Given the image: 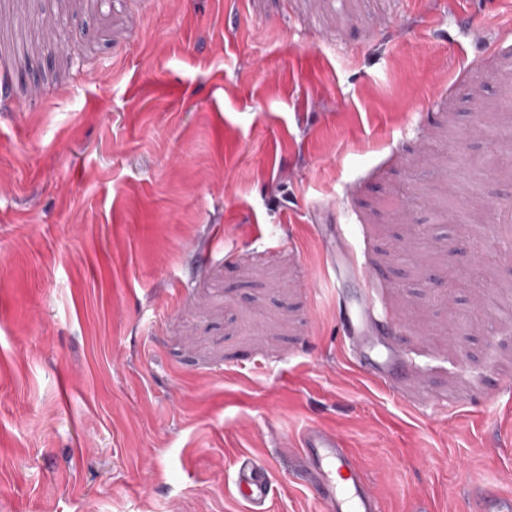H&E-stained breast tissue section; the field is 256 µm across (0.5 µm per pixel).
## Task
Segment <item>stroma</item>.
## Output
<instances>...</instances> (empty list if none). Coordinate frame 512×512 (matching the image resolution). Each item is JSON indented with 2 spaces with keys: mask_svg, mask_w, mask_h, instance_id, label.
<instances>
[{
  "mask_svg": "<svg viewBox=\"0 0 512 512\" xmlns=\"http://www.w3.org/2000/svg\"><path fill=\"white\" fill-rule=\"evenodd\" d=\"M511 69L512 0H0V512H248L238 452L319 512L310 424L381 512L512 498ZM341 224L315 225L318 236L326 241V274L336 283V305L342 332L358 363L384 382H394L403 367V354L392 341L393 324L375 312L367 276L359 266L347 233ZM362 281L364 286L353 297H346L340 286L348 281ZM367 288V290H366ZM385 347L374 353L373 341Z\"/></svg>",
  "mask_w": 512,
  "mask_h": 512,
  "instance_id": "obj_1",
  "label": "stroma"
}]
</instances>
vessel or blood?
I'll return each mask as SVG.
<instances>
[{
    "instance_id": "b4317fda",
    "label": "vessel or blood",
    "mask_w": 512,
    "mask_h": 512,
    "mask_svg": "<svg viewBox=\"0 0 512 512\" xmlns=\"http://www.w3.org/2000/svg\"><path fill=\"white\" fill-rule=\"evenodd\" d=\"M316 231L326 241V273L331 282L362 281L347 233L339 224H320ZM336 305L342 332L361 367L386 382H394L403 367V354L392 340L393 325L375 312L369 290L355 296L337 294ZM305 485L320 505V512H380L379 502L362 481L356 455L328 430L306 426L298 437ZM233 484L251 512H263L273 493L266 470L248 458H239Z\"/></svg>"
}]
</instances>
